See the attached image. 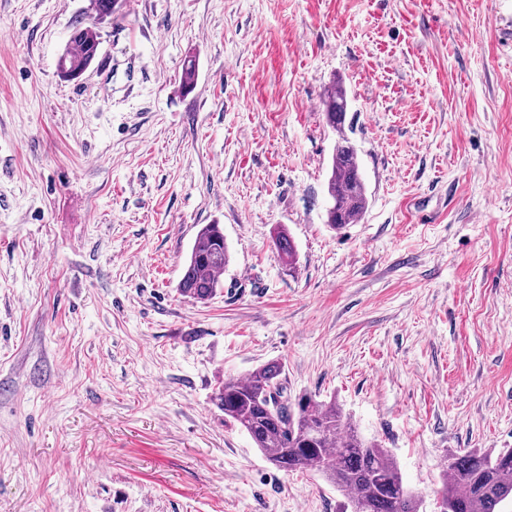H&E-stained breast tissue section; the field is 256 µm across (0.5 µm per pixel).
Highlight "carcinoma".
I'll return each mask as SVG.
<instances>
[{"instance_id":"carcinoma-1","label":"carcinoma","mask_w":512,"mask_h":512,"mask_svg":"<svg viewBox=\"0 0 512 512\" xmlns=\"http://www.w3.org/2000/svg\"><path fill=\"white\" fill-rule=\"evenodd\" d=\"M99 37L89 26L77 27L58 61L65 78L79 76L95 59ZM346 93L331 88L324 106L329 124L339 132L327 182L333 205L328 223L335 228L354 224L366 211L368 198L359 173L355 148L342 134ZM230 260L224 232L205 224L197 232L179 291L200 302L222 287L220 272ZM284 368L266 363L245 378L229 377L215 393L224 418L244 430L254 446L275 467L311 470L348 497L353 512H419V499L404 484L389 450L362 436L336 406L311 395L286 396ZM512 502V448L495 454L480 449L448 452L441 503L447 512H503Z\"/></svg>"}]
</instances>
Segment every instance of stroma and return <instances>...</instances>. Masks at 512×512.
Returning <instances> with one entry per match:
<instances>
[{
	"instance_id": "stroma-1",
	"label": "stroma",
	"mask_w": 512,
	"mask_h": 512,
	"mask_svg": "<svg viewBox=\"0 0 512 512\" xmlns=\"http://www.w3.org/2000/svg\"><path fill=\"white\" fill-rule=\"evenodd\" d=\"M90 3L0 0V512H341L213 400L270 361L439 512L449 450L512 448V0ZM336 82L368 197L339 230ZM99 37L90 26L76 27L58 61L60 74L65 78L79 76L95 59ZM230 260L224 232L218 224H205L197 232L188 256L179 291L200 302L213 298L222 288L220 273Z\"/></svg>"
}]
</instances>
